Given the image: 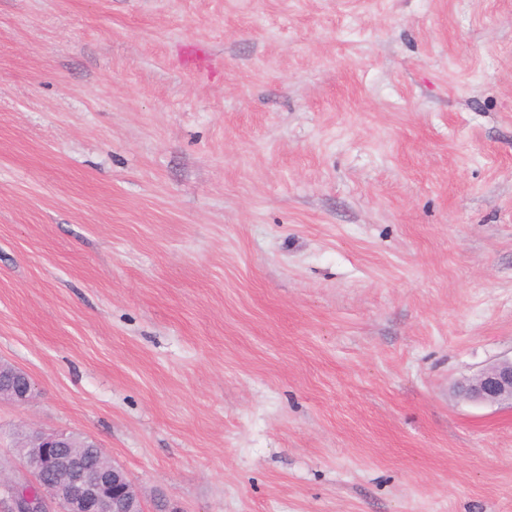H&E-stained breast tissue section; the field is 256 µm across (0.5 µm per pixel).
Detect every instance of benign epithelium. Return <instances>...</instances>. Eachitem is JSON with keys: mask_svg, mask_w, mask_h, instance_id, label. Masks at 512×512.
Returning a JSON list of instances; mask_svg holds the SVG:
<instances>
[{"mask_svg": "<svg viewBox=\"0 0 512 512\" xmlns=\"http://www.w3.org/2000/svg\"><path fill=\"white\" fill-rule=\"evenodd\" d=\"M37 384L23 370L0 369V401L26 405L36 396ZM463 399L482 404L512 405V357L502 358L480 373L463 378ZM66 432L33 434V449L24 467L35 477L32 494L0 473V487L9 494L8 512H146L141 491L127 472L104 450L94 469L71 450Z\"/></svg>", "mask_w": 512, "mask_h": 512, "instance_id": "1", "label": "benign epithelium"}]
</instances>
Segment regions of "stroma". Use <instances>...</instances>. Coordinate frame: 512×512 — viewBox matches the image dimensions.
<instances>
[{
	"label": "stroma",
	"instance_id": "stroma-1",
	"mask_svg": "<svg viewBox=\"0 0 512 512\" xmlns=\"http://www.w3.org/2000/svg\"><path fill=\"white\" fill-rule=\"evenodd\" d=\"M511 356L512 0H0L12 481L37 428L147 512H512L454 390ZM17 368L11 367L8 371H3L0 365V401L26 405L35 398L37 384L28 373ZM3 374L5 376L2 379Z\"/></svg>",
	"mask_w": 512,
	"mask_h": 512
}]
</instances>
